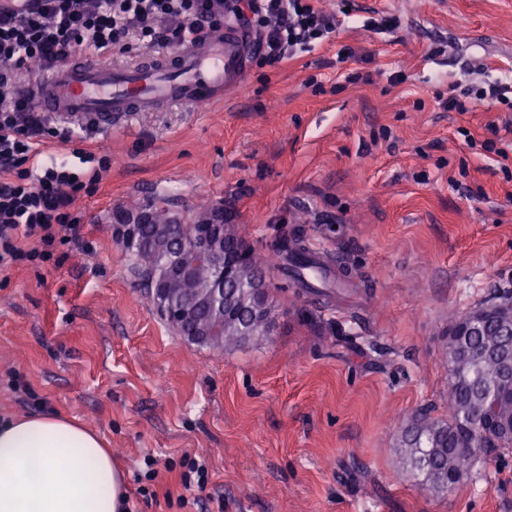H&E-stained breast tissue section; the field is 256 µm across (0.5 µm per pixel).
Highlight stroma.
<instances>
[{"mask_svg": "<svg viewBox=\"0 0 512 512\" xmlns=\"http://www.w3.org/2000/svg\"><path fill=\"white\" fill-rule=\"evenodd\" d=\"M318 5L335 34L253 63L222 102L41 145L79 173L89 152L112 166L53 260L0 272V418L52 411L98 432L131 512H180L167 498L184 492L187 454L208 462L224 512H512V448L444 494L410 477L400 448L412 418L449 415V328L512 291V164L483 147L512 155V110L438 105L452 85L512 78V0ZM377 13L399 27L366 30ZM150 198L184 215L223 206L264 268L302 232L351 285L317 298L271 272L272 333L199 347L161 318L112 236L113 210Z\"/></svg>", "mask_w": 512, "mask_h": 512, "instance_id": "1", "label": "stroma"}]
</instances>
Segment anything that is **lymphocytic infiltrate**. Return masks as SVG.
Segmentation results:
<instances>
[{"label": "lymphocytic infiltrate", "mask_w": 512, "mask_h": 512, "mask_svg": "<svg viewBox=\"0 0 512 512\" xmlns=\"http://www.w3.org/2000/svg\"><path fill=\"white\" fill-rule=\"evenodd\" d=\"M230 18L255 33L257 56L267 65L310 50L336 27L316 0H41L34 15L0 7V270L49 261L56 243L79 227L76 200L93 195L110 168L104 159L80 174L55 158L30 167L44 138L67 141L74 131L51 127L33 108L27 86L76 57L177 50ZM490 99L512 109V84H473L440 106L465 112Z\"/></svg>", "instance_id": "1"}]
</instances>
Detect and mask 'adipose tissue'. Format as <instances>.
Wrapping results in <instances>:
<instances>
[{
    "instance_id": "1",
    "label": "adipose tissue",
    "mask_w": 512,
    "mask_h": 512,
    "mask_svg": "<svg viewBox=\"0 0 512 512\" xmlns=\"http://www.w3.org/2000/svg\"><path fill=\"white\" fill-rule=\"evenodd\" d=\"M126 501L95 431L53 413L0 422V512H126Z\"/></svg>"
}]
</instances>
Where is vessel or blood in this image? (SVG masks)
I'll list each match as a JSON object with an SVG mask.
<instances>
[{
	"mask_svg": "<svg viewBox=\"0 0 512 512\" xmlns=\"http://www.w3.org/2000/svg\"><path fill=\"white\" fill-rule=\"evenodd\" d=\"M255 47L253 33L228 21L204 40L157 58L75 59L29 90L36 109L53 121L107 131L137 112L220 102L225 91L243 86Z\"/></svg>",
	"mask_w": 512,
	"mask_h": 512,
	"instance_id": "obj_1",
	"label": "vessel or blood"
}]
</instances>
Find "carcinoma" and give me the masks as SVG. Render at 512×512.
<instances>
[{"mask_svg": "<svg viewBox=\"0 0 512 512\" xmlns=\"http://www.w3.org/2000/svg\"><path fill=\"white\" fill-rule=\"evenodd\" d=\"M150 210V223L141 226L138 237L121 243L129 268L141 278L146 291L156 287L153 277L170 262L171 254L161 247L167 238L178 237L191 243L197 228L211 220L210 210H199L189 218L174 214L155 201L144 205ZM211 248L234 260V280L224 293L223 344L245 345L270 335L274 306L259 303L256 289L267 286L266 273L253 259V247L235 229L226 224ZM274 252L304 262L307 252L302 238H283ZM217 273L209 265L196 267L190 280L170 278L163 283L166 304L157 307L172 324L182 307L195 296L213 287ZM512 300L494 297L467 312L449 329L448 367L451 403L446 421L418 419L405 431L410 474L446 492L459 487L478 459L497 448H511L512 435L476 432L473 424L480 409L488 403L496 406L500 423H512V381L507 380L500 351L512 355Z\"/></svg>", "mask_w": 512, "mask_h": 512, "instance_id": "obj_1", "label": "carcinoma"}]
</instances>
